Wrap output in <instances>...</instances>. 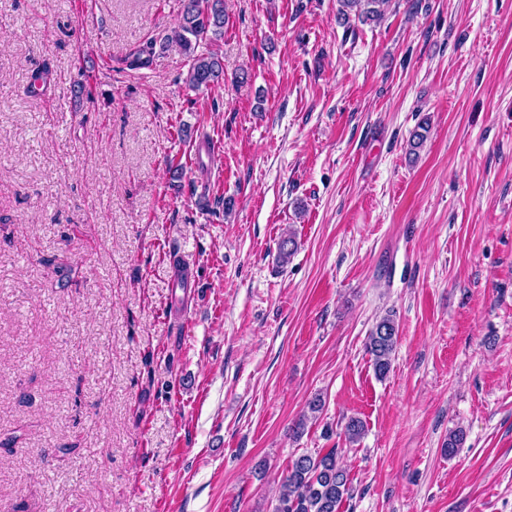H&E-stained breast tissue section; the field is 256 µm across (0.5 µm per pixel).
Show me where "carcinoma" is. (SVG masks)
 <instances>
[{
	"label": "carcinoma",
	"instance_id": "obj_1",
	"mask_svg": "<svg viewBox=\"0 0 512 512\" xmlns=\"http://www.w3.org/2000/svg\"><path fill=\"white\" fill-rule=\"evenodd\" d=\"M342 7L355 12L362 21L382 18L385 0H340ZM225 0H183L181 19L168 41L178 43L189 58L185 83L199 90L208 89L224 79V62L215 53H196L197 43L211 35L224 34ZM398 343V326L393 315L386 314L376 321L366 342L373 371L383 380L391 370ZM346 439L357 442L365 433L364 422L352 417L344 426ZM349 473L340 464L337 449L324 454H301L288 468L279 489L276 512H340L343 503L352 496Z\"/></svg>",
	"mask_w": 512,
	"mask_h": 512
}]
</instances>
